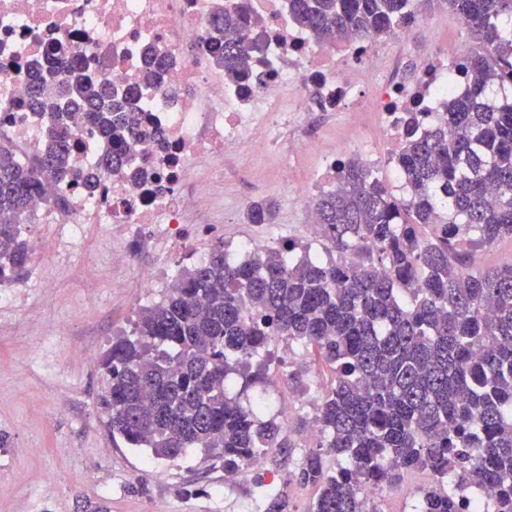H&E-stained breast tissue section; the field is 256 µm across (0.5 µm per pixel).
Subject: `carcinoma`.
Listing matches in <instances>:
<instances>
[{"label": "carcinoma", "instance_id": "obj_1", "mask_svg": "<svg viewBox=\"0 0 512 512\" xmlns=\"http://www.w3.org/2000/svg\"><path fill=\"white\" fill-rule=\"evenodd\" d=\"M448 7L477 48L457 71L468 93L425 122L399 118L394 156L406 196L395 197L357 158L336 166L333 190L316 197L322 260L288 241L232 259L224 242L180 271L164 299L146 306L130 334L112 340L102 361L100 404L112 438L175 460L192 448L235 473L252 458L286 465L293 447L276 418L260 421L242 404L269 383L251 368L278 339L314 349L333 374L315 423L321 439L291 474L317 487L306 512H366L362 488L402 482L427 470L418 512L469 506L512 512V265L485 270L477 250L512 239V0H288L293 21L326 44L371 39L404 27L433 4ZM245 3L211 22L225 77L249 75L253 44ZM230 28L234 39L224 38ZM29 106L51 117L32 161L0 141V275L19 277L29 248L18 228L33 223L34 190L70 173L69 130L85 121L120 166L144 136L132 100L79 71L60 87L38 64ZM272 204L248 210L270 224ZM336 458L329 470L327 457ZM263 512H296L289 498L255 482Z\"/></svg>", "mask_w": 512, "mask_h": 512}]
</instances>
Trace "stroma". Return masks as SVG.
Wrapping results in <instances>:
<instances>
[{"label": "stroma", "instance_id": "35a3bbf8", "mask_svg": "<svg viewBox=\"0 0 512 512\" xmlns=\"http://www.w3.org/2000/svg\"><path fill=\"white\" fill-rule=\"evenodd\" d=\"M424 17L426 23L415 30L407 51L431 54L448 40L465 52L473 48L470 33L446 7L431 6ZM308 118L322 128L326 145L355 152L374 148L379 156L377 176L393 195H401L388 163L389 145L376 132L373 114H365L358 126L345 112H312ZM296 134V124H289L255 153L253 162L265 172V180L225 161L224 205L214 212L222 223L220 234L195 236L194 251L209 253L218 239L229 245L258 236L317 244L318 228L308 223L295 191L316 180L322 161L312 152L289 155ZM285 161L293 175L290 191L276 181ZM258 200L276 203L273 223L248 222V208ZM109 233L107 226L88 225L83 256L63 267L52 250L53 228L34 225L32 237L43 245L39 274L22 305L0 310V434L8 438L7 447L0 449V512H154L160 502L167 512H262L254 489L255 471H240L237 481L228 485L221 465L201 450L190 449L174 462L153 463L146 452L113 441L108 419L100 413L105 378L98 360L113 337L130 330L144 305L137 269L173 262L186 268L191 261L171 252L161 239L153 251L138 255V266L127 271L123 287H92L97 268L84 263L83 257L103 251ZM48 348L55 353L50 361L44 355ZM90 353L95 363L87 362ZM293 362L303 369L310 392L286 381L275 349L270 352L272 384L250 392L251 398L266 403L261 419L286 416L292 430L312 421L317 399L331 383L330 373L302 348H294ZM433 481L428 472L407 475L381 492L382 512H415L420 488Z\"/></svg>", "mask_w": 512, "mask_h": 512}]
</instances>
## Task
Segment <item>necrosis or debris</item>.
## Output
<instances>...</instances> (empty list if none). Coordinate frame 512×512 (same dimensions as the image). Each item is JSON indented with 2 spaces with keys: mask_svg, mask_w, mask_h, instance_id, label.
<instances>
[{
  "mask_svg": "<svg viewBox=\"0 0 512 512\" xmlns=\"http://www.w3.org/2000/svg\"><path fill=\"white\" fill-rule=\"evenodd\" d=\"M237 0H0V140L22 158L40 153L47 119L28 106L34 62L50 83H63L72 65L110 82L139 107L144 125L160 129L162 142L146 140L123 167L107 170L93 128L72 127L73 165L80 180L51 181L35 193L36 221L57 227L55 249L68 259L90 224L157 226L176 252L188 248L185 227L211 233L200 208L214 183L224 179V160L244 162L240 145L259 130L281 128L292 104L308 112H349L358 87H369L386 139L400 142L401 113L424 107L448 109L440 85L458 58L455 44L429 57L417 78L403 59L387 56L389 43L407 42L403 28L373 39L318 43L295 26L288 0H249L245 31L252 40L247 79L230 81L215 62L210 39L217 6ZM165 57L157 83L143 76L150 54ZM66 207H58V199Z\"/></svg>",
  "mask_w": 512,
  "mask_h": 512,
  "instance_id": "necrosis-or-debris-1",
  "label": "necrosis or debris"
}]
</instances>
